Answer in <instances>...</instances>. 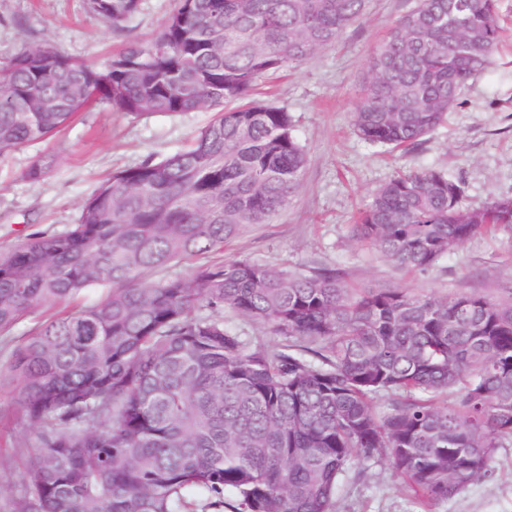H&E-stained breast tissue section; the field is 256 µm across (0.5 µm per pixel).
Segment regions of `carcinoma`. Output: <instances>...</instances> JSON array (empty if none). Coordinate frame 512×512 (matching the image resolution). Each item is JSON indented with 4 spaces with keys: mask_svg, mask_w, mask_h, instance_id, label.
<instances>
[{
    "mask_svg": "<svg viewBox=\"0 0 512 512\" xmlns=\"http://www.w3.org/2000/svg\"><path fill=\"white\" fill-rule=\"evenodd\" d=\"M85 4L115 29L140 8ZM365 7L173 0L151 42L103 69L45 44L0 70V153L50 140L94 101L133 116L214 112L187 147L112 173L65 231L0 251V331L104 290L45 319L0 368L35 436L17 512H336L365 461L388 464L425 506L491 475L512 443V304L351 288L249 259L146 281L291 204L305 149L290 113L251 91L334 44ZM501 36L496 0H418L370 56L356 134L419 147ZM50 171L36 155L24 177ZM465 191L439 167L399 172L353 232L424 270L512 226V198L473 209ZM226 310L302 344L254 346L224 326Z\"/></svg>",
    "mask_w": 512,
    "mask_h": 512,
    "instance_id": "1",
    "label": "carcinoma"
}]
</instances>
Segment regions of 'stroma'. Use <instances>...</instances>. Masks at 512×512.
I'll list each match as a JSON object with an SVG mask.
<instances>
[{
  "mask_svg": "<svg viewBox=\"0 0 512 512\" xmlns=\"http://www.w3.org/2000/svg\"><path fill=\"white\" fill-rule=\"evenodd\" d=\"M415 3L367 0L363 18L334 45L260 83L268 102L290 112L306 150L300 187L288 208L248 227L223 252L182 261L167 267V274L188 277L208 261L248 258L291 273L331 269L360 289L512 299V228L476 235L425 271L400 269L353 235L354 217L372 190L407 169L436 166L463 179L465 204L474 209L512 197V0H497L502 41L490 67L464 89L447 125L410 152H390L354 135L353 112L370 54ZM171 7L172 0H141L139 11L117 30L83 0H0V64L49 44L102 68L126 44L155 37ZM211 118L207 110L134 117L98 105L44 144L0 155V251L31 234L67 229L105 177L186 147ZM38 154L53 159V171L37 181L24 179ZM33 444L34 431L9 386L0 387V512H15L25 493ZM336 509L417 512L383 463L342 484ZM432 512H512V445L497 449L491 477L467 485Z\"/></svg>",
  "mask_w": 512,
  "mask_h": 512,
  "instance_id": "stroma-1",
  "label": "stroma"
}]
</instances>
